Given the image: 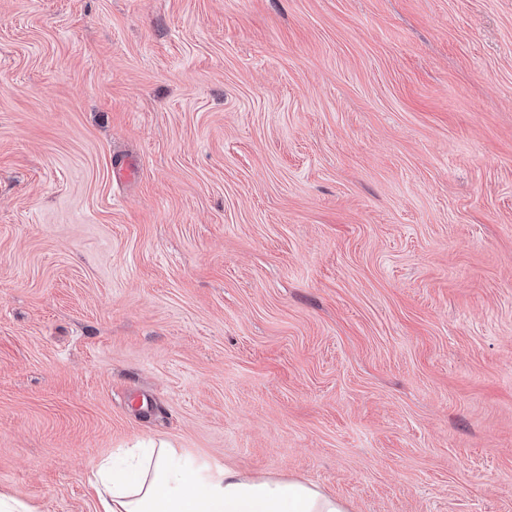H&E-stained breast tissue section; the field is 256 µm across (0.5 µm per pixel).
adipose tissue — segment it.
<instances>
[{"label":"adipose tissue","mask_w":512,"mask_h":512,"mask_svg":"<svg viewBox=\"0 0 512 512\" xmlns=\"http://www.w3.org/2000/svg\"><path fill=\"white\" fill-rule=\"evenodd\" d=\"M96 512H351L350 505L303 479L247 475L232 467L204 473L169 442L94 465Z\"/></svg>","instance_id":"adipose-tissue-1"}]
</instances>
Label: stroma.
Masks as SVG:
<instances>
[{
    "mask_svg": "<svg viewBox=\"0 0 512 512\" xmlns=\"http://www.w3.org/2000/svg\"><path fill=\"white\" fill-rule=\"evenodd\" d=\"M148 438L512 512V0H0V493Z\"/></svg>",
    "mask_w": 512,
    "mask_h": 512,
    "instance_id": "stroma-1",
    "label": "stroma"
}]
</instances>
